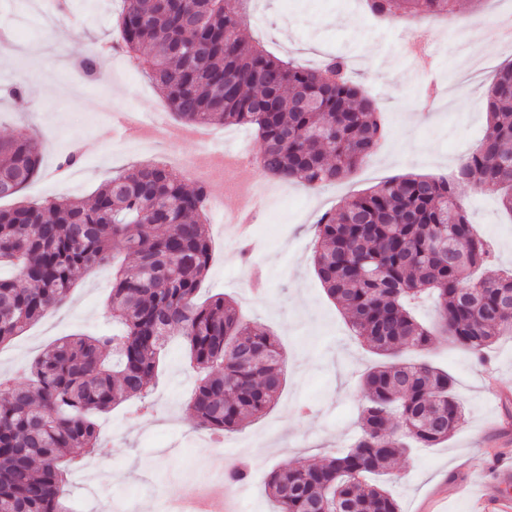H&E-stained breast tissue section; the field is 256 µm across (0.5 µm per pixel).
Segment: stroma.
Returning a JSON list of instances; mask_svg holds the SVG:
<instances>
[{
	"label": "stroma",
	"instance_id": "35a3bbf8",
	"mask_svg": "<svg viewBox=\"0 0 512 512\" xmlns=\"http://www.w3.org/2000/svg\"><path fill=\"white\" fill-rule=\"evenodd\" d=\"M30 2L0 0V32L8 40L0 46V138L38 139L41 168L30 184L0 204L87 199L113 173L139 162H156L176 173L186 162L202 163L210 196L219 205L208 213L212 262L199 296L224 294L258 327L274 331L287 358L276 405L262 418L225 433L220 448H200V428L187 407L194 380L182 339L173 337L150 395L154 410L143 413L139 400L130 399L97 417V447L70 474L63 508L101 512L98 495L108 491L130 512H149L211 473L212 459L224 455L249 469L238 512H275L266 490L270 472L286 461L321 463L353 441L366 404L362 379L378 362L314 271L312 226L322 213L339 210L383 180L408 174L453 177L483 136V89L512 63V41L493 38L500 23L512 17V0H458L455 13L445 19L384 21L371 18L362 0H252L243 37L272 55L310 66L329 54L346 57L350 78L375 104L386 135L378 150L339 182L318 190L285 183L245 242L224 227L225 211L238 204L233 183L251 186L269 177L257 166L229 173L225 159L244 145L259 155L255 131L213 124L209 142L180 137L129 153L121 135L103 134L116 113L150 116L169 109L143 69L126 74L117 85L96 79L77 85L70 77L88 47L115 37L118 0H61L62 25L77 30L66 45L55 41L54 29L43 25ZM421 28L428 33L431 85L418 79L406 58L410 33ZM37 48L59 92L28 111L22 98L3 89L31 86L40 78L32 57ZM73 152L78 159L71 175L59 180L56 166ZM457 193L474 229L495 244L488 274L512 270V216L502 210L497 194L473 181L459 182ZM111 288V264L79 275L64 306L0 347V372L25 382L32 360L62 337L111 329ZM405 357L448 371L464 418L447 441L398 458L389 487L402 512H421L438 489L446 493L447 512H470L456 485L469 477L490 480V442L512 441V336L499 337L482 363L443 336L424 349L406 351Z\"/></svg>",
	"mask_w": 512,
	"mask_h": 512
}]
</instances>
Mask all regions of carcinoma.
<instances>
[{
	"instance_id": "obj_1",
	"label": "carcinoma",
	"mask_w": 512,
	"mask_h": 512,
	"mask_svg": "<svg viewBox=\"0 0 512 512\" xmlns=\"http://www.w3.org/2000/svg\"><path fill=\"white\" fill-rule=\"evenodd\" d=\"M249 0H123L118 42L147 64L170 109L191 124L256 130L269 176L319 189L349 175L384 136L379 112L341 56L311 68L239 36ZM377 17L453 14L456 0H365ZM487 126L460 163L512 213V66L487 99ZM38 143L0 139V200L38 174ZM209 189L156 164L112 177L89 199L0 208V345L68 299L78 272L119 254L108 307L119 328L74 334L41 353L28 382L0 373V512H64L75 448H93V416L152 386L169 337L183 338L196 389L189 410L216 435L262 416L284 382L278 337L245 320L222 294L198 301L212 259ZM494 259L446 178L406 175L374 186L314 225L312 261L355 335L382 361L363 379L361 432L319 466L271 471L277 512H400L387 487L411 443L431 448L462 417L447 372L402 357L434 337L482 357L512 334V272L470 278ZM436 297L437 322L413 302Z\"/></svg>"
}]
</instances>
